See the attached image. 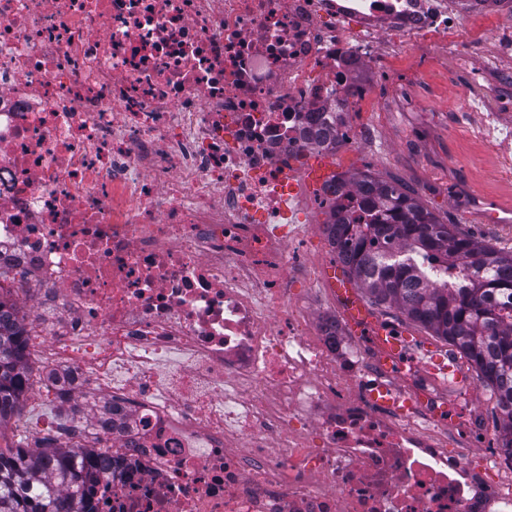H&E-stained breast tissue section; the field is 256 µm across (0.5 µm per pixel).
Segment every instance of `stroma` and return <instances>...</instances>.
Returning a JSON list of instances; mask_svg holds the SVG:
<instances>
[{"instance_id":"35a3bbf8","label":"stroma","mask_w":512,"mask_h":512,"mask_svg":"<svg viewBox=\"0 0 512 512\" xmlns=\"http://www.w3.org/2000/svg\"><path fill=\"white\" fill-rule=\"evenodd\" d=\"M467 27L472 40L462 58L432 45L373 61L371 72L383 73L384 79L377 97L368 98L363 110L374 124L376 143L355 152L300 156L296 166L309 176L308 196L319 194L310 173L326 159L331 173L342 177L368 171L399 181L444 222L512 251V227H488L482 211L470 203L475 193L495 208L512 202V156L496 149L512 130V109L498 110L489 102L471 114L462 109L463 101L477 102L486 91L512 99V80L502 77L503 70H512V57L503 47L511 29L480 19L469 20ZM493 110L499 123L488 136L480 116Z\"/></svg>"}]
</instances>
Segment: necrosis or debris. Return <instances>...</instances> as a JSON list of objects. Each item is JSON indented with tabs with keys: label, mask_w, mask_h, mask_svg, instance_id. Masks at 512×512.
Wrapping results in <instances>:
<instances>
[{
	"label": "necrosis or debris",
	"mask_w": 512,
	"mask_h": 512,
	"mask_svg": "<svg viewBox=\"0 0 512 512\" xmlns=\"http://www.w3.org/2000/svg\"><path fill=\"white\" fill-rule=\"evenodd\" d=\"M479 17L512 0H0V265L39 311L12 428L40 443L48 389L94 409L60 431L100 450L92 512H512L487 402L456 427L300 252L291 164L374 140L378 54Z\"/></svg>",
	"instance_id": "obj_1"
}]
</instances>
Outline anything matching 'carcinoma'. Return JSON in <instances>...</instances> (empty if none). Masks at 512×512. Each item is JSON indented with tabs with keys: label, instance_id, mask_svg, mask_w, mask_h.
<instances>
[{
	"label": "carcinoma",
	"instance_id": "1",
	"mask_svg": "<svg viewBox=\"0 0 512 512\" xmlns=\"http://www.w3.org/2000/svg\"><path fill=\"white\" fill-rule=\"evenodd\" d=\"M362 224H342L336 254L372 306L395 307L413 325L453 346L490 388L501 447L512 449V253L446 224L397 182L352 176ZM410 254L391 261L373 240ZM22 317L0 296V425L21 413L29 378ZM97 451L46 441L0 448V512H82L79 486L96 479Z\"/></svg>",
	"mask_w": 512,
	"mask_h": 512
}]
</instances>
